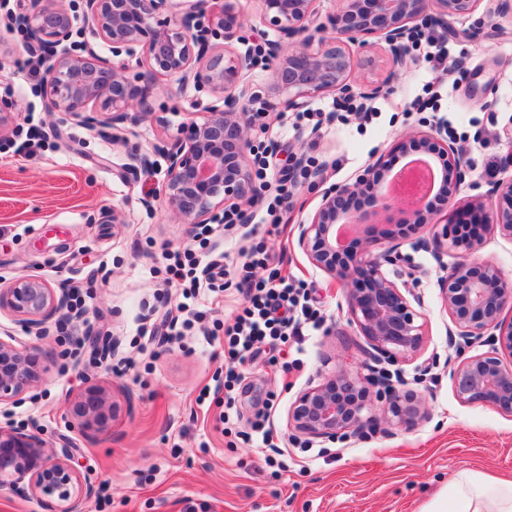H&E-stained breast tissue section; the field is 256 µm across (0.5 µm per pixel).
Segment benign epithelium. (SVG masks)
Masks as SVG:
<instances>
[{"instance_id":"obj_1","label":"benign epithelium","mask_w":512,"mask_h":512,"mask_svg":"<svg viewBox=\"0 0 512 512\" xmlns=\"http://www.w3.org/2000/svg\"><path fill=\"white\" fill-rule=\"evenodd\" d=\"M169 0H85L91 31L116 53L143 49L152 69L173 79L178 89H206L218 94L224 106L212 107L191 122L186 139L167 152L163 198L183 224H204L229 204L240 221L248 223L243 204L257 198L249 155V131L260 114L249 108L245 91H236L241 74L253 68V52L228 50L210 43L206 31H189V22L209 18L210 26L231 40L241 27L238 0H224L208 7V0H181L180 25L159 19ZM262 22L277 37L261 46L272 86L295 91L283 101L299 110L306 98L325 92L346 97L353 92V58L350 49L379 36L388 44L393 69L376 83L364 85L363 94L387 93L409 56L408 40L418 26L438 23L448 16L473 13L482 0H339L342 7L331 17L333 36L314 24L316 0H258ZM34 49L57 48L73 32V19L62 0H33L21 17ZM318 45H313V42ZM43 89L46 107L67 119L83 123L87 113L99 112L104 122L128 119L130 109L146 104L149 86L130 81L123 70L90 50L85 57L62 52L45 68ZM429 160L436 169L437 194L448 205L441 233L422 246L436 258L450 250L472 252L487 231H498L512 240V178L497 182L491 191L469 196L462 205L457 196L469 177L462 153L431 133H415L397 140L388 153L379 155L352 184L326 191L308 224H300L298 245L311 263L348 286L351 322L382 363H397L415 354L424 336L421 298H408L389 278L385 266L400 260L397 241L404 225L433 223L436 212L423 198L387 214L392 197L394 156ZM502 196L511 205L492 210L487 198ZM451 224H473L466 237L448 235ZM349 226L347 238L336 241V229ZM441 301L458 337V361L450 372L457 400L465 405L490 404L512 414V365L498 357V348L512 353V323L500 321L512 307V281L492 261L454 264L442 280ZM67 300L45 282L23 278L0 287V312H6L29 332L43 336L48 324L64 314ZM490 349L466 355L477 344ZM40 354L20 349L0 339V404L15 402L42 380ZM390 427L412 429L429 417L417 393L394 387L385 378L340 371L299 393L288 413L290 426L309 441L358 432L371 423L374 403ZM68 411L85 433L102 431L114 416L116 404L102 386H90L68 403ZM71 450L63 446L45 451L34 433L0 426V488L24 484L34 495L57 503L55 512H83L93 484L70 465Z\"/></svg>"}]
</instances>
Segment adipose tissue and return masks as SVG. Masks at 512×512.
Returning <instances> with one entry per match:
<instances>
[{
    "instance_id": "ef3b65f1",
    "label": "adipose tissue",
    "mask_w": 512,
    "mask_h": 512,
    "mask_svg": "<svg viewBox=\"0 0 512 512\" xmlns=\"http://www.w3.org/2000/svg\"><path fill=\"white\" fill-rule=\"evenodd\" d=\"M422 512H512V480L461 472Z\"/></svg>"
}]
</instances>
